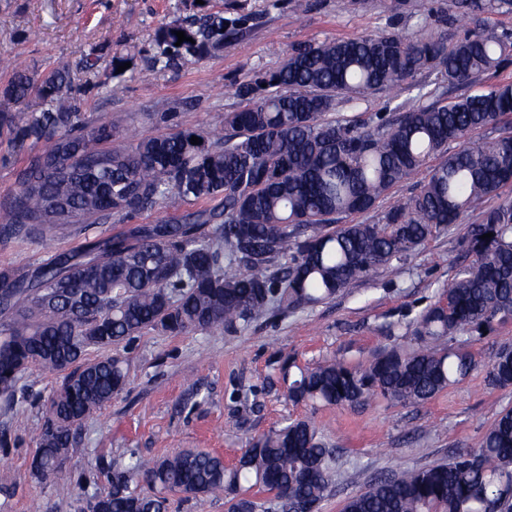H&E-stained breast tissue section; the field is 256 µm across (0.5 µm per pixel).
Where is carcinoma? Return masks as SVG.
<instances>
[{
  "instance_id": "cac0c4a2",
  "label": "carcinoma",
  "mask_w": 512,
  "mask_h": 512,
  "mask_svg": "<svg viewBox=\"0 0 512 512\" xmlns=\"http://www.w3.org/2000/svg\"><path fill=\"white\" fill-rule=\"evenodd\" d=\"M478 10L476 29L448 44V15L410 37L362 36L292 47L267 79L239 84L243 107L213 130L142 135L112 147V121L79 111L66 67L41 78L16 67L0 96L19 108L35 94L41 112L0 110L12 153L27 155L16 191L0 214V236L53 235L70 224L125 220L167 203L208 206L174 212L159 224L99 233L80 249L19 276L0 270V393L11 398L31 367L63 372L43 424L35 429L34 475L58 471L76 452L71 422L109 403L125 387L118 358H89L130 336L217 333L248 324L275 306L292 311L334 299L394 259L460 222L512 178V127L487 140L473 134L512 115V82L471 94L477 78L512 60V33L488 16L512 0H455ZM192 41L176 45V32ZM224 43V18L192 30L161 29L153 65L181 52L198 57ZM434 74L436 80H420ZM463 89L444 98L442 84ZM397 88L418 105L367 119L327 114L336 96L360 101ZM198 137L193 144L191 137ZM458 148L448 152V144ZM444 159L419 190L369 223L367 214L431 157ZM490 233L492 237L483 238ZM463 247L460 267L401 342L366 362L331 358L301 368L288 384L294 403L356 407L371 400L418 405L463 380L476 362L454 345L512 317V204L485 210ZM495 388L512 386V347L486 366ZM336 476V449L308 420L252 439L236 465L185 449L151 464L112 468V485L89 497L98 512H167V493L195 499L230 495L229 512H266L277 500L318 512ZM146 481L150 491L138 489ZM268 494L265 500L257 493ZM342 512H512V409L497 413L475 448L380 478L350 495Z\"/></svg>"
}]
</instances>
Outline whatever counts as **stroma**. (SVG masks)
<instances>
[{"label":"stroma","mask_w":512,"mask_h":512,"mask_svg":"<svg viewBox=\"0 0 512 512\" xmlns=\"http://www.w3.org/2000/svg\"><path fill=\"white\" fill-rule=\"evenodd\" d=\"M305 9H298V2ZM382 0H0V88L10 64L42 75L70 70L80 109L112 120L113 144L132 133L205 129L241 108L239 83L276 70L288 50L305 42L365 34L405 35L419 21L455 15V0H408L398 18ZM224 19V43L203 58L185 53L154 67L160 30L178 20L198 28ZM129 58L123 72L113 55ZM97 58L93 70L82 66ZM468 222L452 225L401 260L352 284L334 300L295 312L273 309L224 334L153 331L113 346L127 371L125 388L89 414L75 432L77 451L62 474L47 480L30 469L39 424L62 373L34 368L14 397L0 395V512H82L87 497L110 487V464L156 461L187 448L237 463L252 438L294 419L311 420L340 448L338 476L320 512H342L345 499L376 478L447 459L477 447L496 414L512 408V387L492 388L485 365L512 345V320L486 336L457 343L477 367L419 405L377 399L354 407H311L288 401L285 362L313 367L336 357L369 359L411 336L423 308L437 300L459 266ZM83 225L46 240L0 238V269L21 273L78 246Z\"/></svg>","instance_id":"1"}]
</instances>
